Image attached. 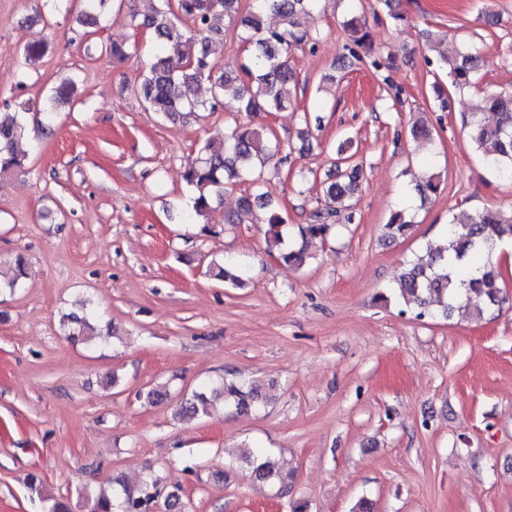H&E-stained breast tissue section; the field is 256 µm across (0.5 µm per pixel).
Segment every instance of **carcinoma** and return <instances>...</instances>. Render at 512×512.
<instances>
[{
	"mask_svg": "<svg viewBox=\"0 0 512 512\" xmlns=\"http://www.w3.org/2000/svg\"><path fill=\"white\" fill-rule=\"evenodd\" d=\"M159 7L143 25L150 29L158 42L167 45L168 52L156 54L139 85L143 106L165 119L188 118L200 110L211 112L222 108L229 112H272L280 110L290 100L296 78L289 66L288 54L298 46L315 47L316 38L305 19L311 17L317 0H157ZM285 21L282 28L264 25L267 13ZM248 33L244 41L254 46L251 65L241 66L249 76L244 82L229 65L217 66L210 57L209 41L222 36L231 27ZM352 32V45L347 47L348 64L362 61L357 48L370 45L369 34L354 18L346 22ZM440 68L447 71L448 83L459 90L477 87L480 68L478 53L464 48L448 56L442 42L430 46ZM207 80L211 83V98L197 102L183 88ZM470 138L484 163L498 177L512 182V89L482 94L474 108L463 118ZM26 125L18 112H0V175L16 174L25 166L26 156L18 148ZM283 152L278 141L263 137L248 124H237L217 144L207 142L199 149V157L184 172V180L193 190L195 215H203L212 198L241 182L250 184L248 195L242 197L238 213L228 217V223L239 224L242 215L254 206L269 209L265 240L268 252H277L285 264L300 268L308 258V244L327 239L332 225L352 223L350 204L363 166L352 165L348 171L336 170V179L323 184L322 193L338 201L343 211L318 209L311 222L299 227L301 244L284 246L283 227L288 217L274 207L268 195L265 169ZM440 188V177L431 173L420 177L413 190L422 198ZM413 224L406 210L394 211L384 225L389 240L405 237ZM512 239V210L486 209L463 213L448 224V231L438 243H429L425 251L414 257L398 279V296L405 306L417 310L422 318L436 312L450 317L462 298L473 294L484 298L485 306L477 309L481 318L486 311L501 310L509 303L504 289L503 273L495 259L498 246ZM29 275L27 259L16 257L12 275L0 279V290H14ZM214 277L239 288L243 278L236 264L216 266ZM95 312L72 314L64 318L68 335L90 342L98 336L92 325ZM224 403L241 412L266 401L256 383L241 380L224 381ZM179 415L188 418L210 415V400L206 391H195L181 405ZM239 461L261 482L286 486L290 475L283 472L275 458L248 448ZM119 489L112 494L100 493L92 499V512H154L162 498L177 501L174 492L163 493L160 479L152 474L141 483L129 486L117 480Z\"/></svg>",
	"mask_w": 512,
	"mask_h": 512,
	"instance_id": "cac0c4a2",
	"label": "carcinoma"
}]
</instances>
